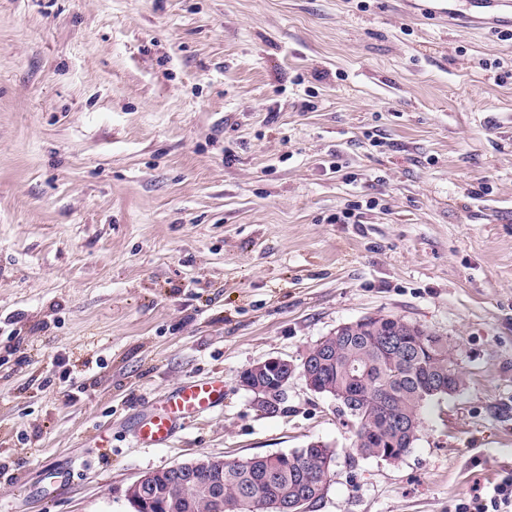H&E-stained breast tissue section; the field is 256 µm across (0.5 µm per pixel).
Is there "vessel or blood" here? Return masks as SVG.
Returning <instances> with one entry per match:
<instances>
[{"instance_id": "1", "label": "vessel or blood", "mask_w": 512, "mask_h": 512, "mask_svg": "<svg viewBox=\"0 0 512 512\" xmlns=\"http://www.w3.org/2000/svg\"><path fill=\"white\" fill-rule=\"evenodd\" d=\"M420 10L434 19L473 28L512 29V0H423ZM224 402V382L213 378L181 384L150 415L141 418L138 443L166 445L187 419L210 412Z\"/></svg>"}]
</instances>
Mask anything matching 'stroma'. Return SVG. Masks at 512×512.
Returning a JSON list of instances; mask_svg holds the SVG:
<instances>
[{
    "label": "stroma",
    "mask_w": 512,
    "mask_h": 512,
    "mask_svg": "<svg viewBox=\"0 0 512 512\" xmlns=\"http://www.w3.org/2000/svg\"><path fill=\"white\" fill-rule=\"evenodd\" d=\"M375 314L466 379L400 461L302 380L253 405L246 368ZM318 441L309 512H456L512 472V38L400 0H0V512H133L146 472ZM224 402V380L219 378L181 384L150 415L142 417L135 438L140 444L166 445L187 419L210 412Z\"/></svg>",
    "instance_id": "35a3bbf8"
}]
</instances>
